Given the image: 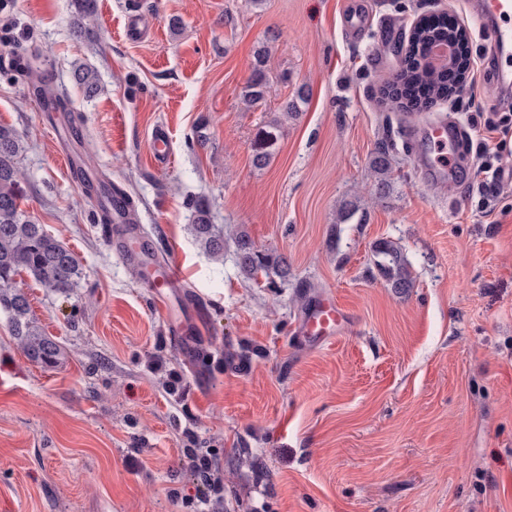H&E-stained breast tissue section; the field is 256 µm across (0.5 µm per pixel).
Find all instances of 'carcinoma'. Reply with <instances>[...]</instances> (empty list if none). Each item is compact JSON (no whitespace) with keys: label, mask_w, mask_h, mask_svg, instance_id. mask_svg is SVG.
Returning <instances> with one entry per match:
<instances>
[{"label":"carcinoma","mask_w":512,"mask_h":512,"mask_svg":"<svg viewBox=\"0 0 512 512\" xmlns=\"http://www.w3.org/2000/svg\"><path fill=\"white\" fill-rule=\"evenodd\" d=\"M458 32L448 28L445 22L422 27L414 32L408 42L404 66L387 94L391 107L404 104L417 110L428 107L431 99L443 100L452 95L454 84L448 80L449 72L422 65L432 42L439 39H455ZM266 50L257 53V63L252 69L249 82L242 91L244 101L254 105L263 99L266 88L264 62ZM309 97L308 89H297L295 99L286 103L282 118L274 120L279 128L281 119L292 118L299 111L298 103ZM275 143L273 134L254 150L253 165L261 168L268 164ZM22 145L13 129L0 126V311L10 317L13 336L26 355L42 365L58 362L60 346L48 336L42 335L29 317L30 306L26 295L18 289L15 276L24 271L36 282L54 292L66 294L76 287L81 271L73 253L42 225L28 219L20 208L22 190L16 159ZM371 167L377 178V189L384 193L391 187L392 170L388 149L380 147L373 153ZM188 205L194 209L193 224L196 239L202 249L218 259L224 254V238L213 233L208 223L207 204L202 199H191ZM374 252L377 265L389 285L397 293H405L413 287L409 265L400 249L390 241L376 243ZM237 264L250 279L274 272L285 276L288 264L285 258L273 252H261L254 248L247 235L237 241Z\"/></svg>","instance_id":"cac0c4a2"}]
</instances>
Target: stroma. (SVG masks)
I'll return each mask as SVG.
<instances>
[{"label": "stroma", "mask_w": 512, "mask_h": 512, "mask_svg": "<svg viewBox=\"0 0 512 512\" xmlns=\"http://www.w3.org/2000/svg\"><path fill=\"white\" fill-rule=\"evenodd\" d=\"M0 0V125L35 223L76 257L66 296L16 277L30 318L62 356L31 361L0 312V512H192L201 483L187 450L224 473L208 512H512V89L473 0ZM469 33L467 89L422 111L383 90L399 46L425 15ZM181 22L171 31V19ZM266 48L262 101L240 94ZM24 54L33 80L10 74ZM94 70L85 96L78 66ZM310 97L257 141L296 88ZM451 122L454 184H427L415 157ZM164 128L171 161L156 164ZM205 142H198V133ZM388 145L394 183L377 195L369 158ZM131 200L135 232L187 281L168 311L119 259L116 224L98 221L81 178ZM204 197L224 258L204 253L187 202ZM357 218L336 221L342 202ZM288 262L247 279L237 233ZM392 241L414 286L395 294L374 263ZM332 298L350 315L336 339L294 329ZM200 328L174 343L168 319Z\"/></svg>", "instance_id": "35a3bbf8"}]
</instances>
